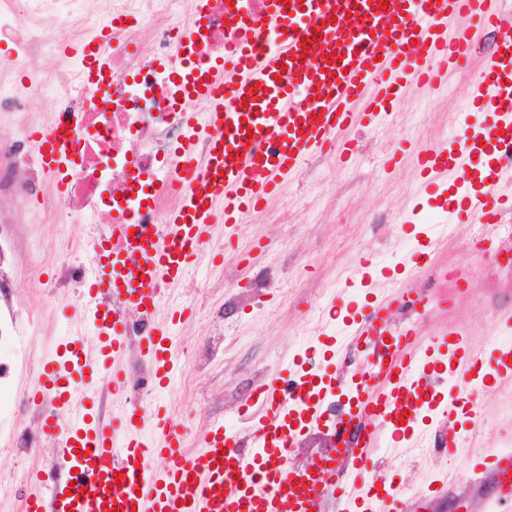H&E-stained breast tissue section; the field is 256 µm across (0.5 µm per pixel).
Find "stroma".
<instances>
[{
    "instance_id": "obj_1",
    "label": "stroma",
    "mask_w": 512,
    "mask_h": 512,
    "mask_svg": "<svg viewBox=\"0 0 512 512\" xmlns=\"http://www.w3.org/2000/svg\"><path fill=\"white\" fill-rule=\"evenodd\" d=\"M479 69L475 60L449 72L446 85L433 93L408 89L390 115L363 120L346 131V138L357 143L356 154L312 159L288 178L263 212L236 227L232 240L216 228L210 248L223 253V263L191 267L152 318L156 324L167 320L176 304L193 308L174 328L173 352L183 367L163 397L169 414L185 426L187 448L199 447L213 422L235 427L237 403L246 391L263 375L282 369L314 339L320 308L335 303L343 318L354 313L364 291L386 296L389 281L423 250L427 227L438 222L448 188L442 184L419 192L409 141L461 138L464 97ZM26 219L20 226H0V237L16 241L1 267L11 280L9 301L20 314L37 315L35 323H20L21 344L39 366L69 331L81 332L85 348L98 352L102 338L67 306L73 289L50 292L28 274L37 261L46 277H53L49 257L56 244L65 240L84 249L92 226L44 224L32 212ZM477 231L471 223L448 227L435 262L413 282L432 297L449 298L448 309L404 307L390 325L417 329L424 340L466 327L473 354L485 360L493 342L512 338L501 322L502 314L512 310V271L475 249ZM361 258L370 262L371 282L347 286ZM228 279L241 285L240 296L227 293ZM479 402L477 412H465L455 424L458 435L472 438L456 459H447L439 434L427 425L420 426L411 447L377 449L379 476L421 496L418 512H484L492 482L469 481L470 462L512 449V386L488 385ZM42 424L40 408L21 412L8 398H0L1 434L11 440L25 433L41 436L34 453L0 455V480L16 487L14 493L0 494V512H21L31 473L59 450L55 438L41 435ZM440 472L448 477L443 495L424 498Z\"/></svg>"
}]
</instances>
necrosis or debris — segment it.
Wrapping results in <instances>:
<instances>
[{"mask_svg": "<svg viewBox=\"0 0 512 512\" xmlns=\"http://www.w3.org/2000/svg\"><path fill=\"white\" fill-rule=\"evenodd\" d=\"M195 15L194 0H0L11 56L0 69V122L19 127L0 137V224L16 223L20 205L46 224H164L180 196L173 149L184 136L172 78L223 57L242 19L233 0H209L187 60L177 45ZM144 33L146 52L133 51ZM69 40L103 43L97 82L58 52ZM47 127L65 138L56 180L32 140Z\"/></svg>", "mask_w": 512, "mask_h": 512, "instance_id": "obj_1", "label": "necrosis or debris"}]
</instances>
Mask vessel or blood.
<instances>
[{
  "label": "vessel or blood",
  "instance_id": "1",
  "mask_svg": "<svg viewBox=\"0 0 512 512\" xmlns=\"http://www.w3.org/2000/svg\"><path fill=\"white\" fill-rule=\"evenodd\" d=\"M452 17L459 20L453 28ZM475 28L498 39L471 90L470 133L453 146H419V186L466 179L474 160L487 158L479 195H463L440 221L474 211L480 223L506 224L512 194L499 181L503 160L512 156V13L502 0H261L260 16L246 23L223 61L176 75L175 97L189 119L176 150L181 202L145 241L93 243L91 276L74 312L96 320L111 311V351L91 358L80 337H68L28 390L31 401L51 396L54 413L43 429L62 452L32 476L38 491L25 497L22 512H326L332 498L342 512H404L401 488L372 475L376 448L398 446L428 421L448 453H464L448 412L476 404L469 333L458 327L424 345L414 329L394 332L389 317L400 290L368 303L350 326L349 343L321 330L283 373L259 381L235 432L215 425L192 452L183 447L181 422L159 408L107 423L88 413L84 395L102 381L113 392L125 389L122 307H156L159 289L177 287L190 266L208 260L215 225L230 230L260 213L286 176L360 116L389 112L406 85L433 89L448 71L463 69L477 52ZM312 44L320 49L315 64L305 57ZM62 52L80 56L86 78L98 79L99 46L74 43ZM203 100L209 111H197ZM201 136L210 141L203 157L193 147ZM34 142L47 174L59 176L60 136L47 130ZM170 339L169 328L159 326L141 345L160 389L180 368ZM356 350L365 365H355ZM495 353V380L511 381L512 344L496 345ZM440 364L466 396L439 399L431 375ZM341 396L349 406L331 413ZM401 404L410 405L408 417L395 415ZM321 429L334 438L330 452L293 463L301 437ZM474 473L496 485L486 512L512 505L511 450Z\"/></svg>",
  "mask_w": 512,
  "mask_h": 512
}]
</instances>
